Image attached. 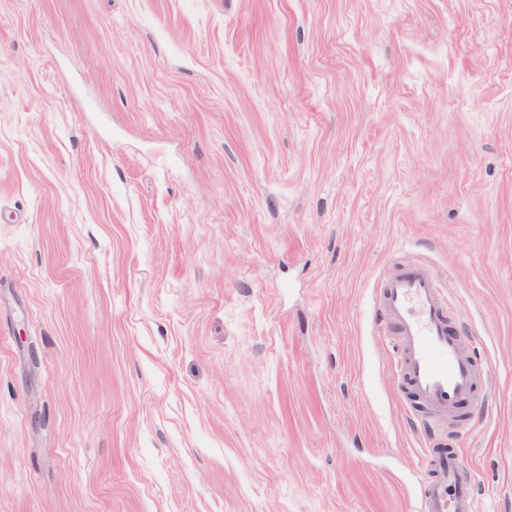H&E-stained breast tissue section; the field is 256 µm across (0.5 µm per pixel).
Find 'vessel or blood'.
<instances>
[{
    "instance_id": "b4317fda",
    "label": "vessel or blood",
    "mask_w": 512,
    "mask_h": 512,
    "mask_svg": "<svg viewBox=\"0 0 512 512\" xmlns=\"http://www.w3.org/2000/svg\"><path fill=\"white\" fill-rule=\"evenodd\" d=\"M376 302L399 343V368L412 400L434 416L454 420L474 399L480 371L462 347L438 279L410 262L386 276ZM433 475L421 491V512H473L472 484L455 449L435 452Z\"/></svg>"
}]
</instances>
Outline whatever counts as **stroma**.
<instances>
[{"label":"stroma","instance_id":"obj_1","mask_svg":"<svg viewBox=\"0 0 512 512\" xmlns=\"http://www.w3.org/2000/svg\"><path fill=\"white\" fill-rule=\"evenodd\" d=\"M428 433L512 512V0H0V512H417ZM376 302L399 343L403 385L434 416L459 420L461 404L474 399L480 370L462 347L451 310L434 273L410 262L378 285Z\"/></svg>","mask_w":512,"mask_h":512}]
</instances>
